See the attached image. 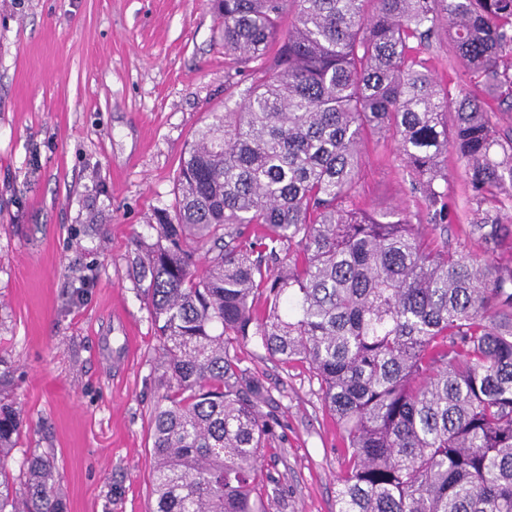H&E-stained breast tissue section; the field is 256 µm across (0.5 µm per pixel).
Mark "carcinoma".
Here are the masks:
<instances>
[{"instance_id":"carcinoma-1","label":"carcinoma","mask_w":512,"mask_h":512,"mask_svg":"<svg viewBox=\"0 0 512 512\" xmlns=\"http://www.w3.org/2000/svg\"><path fill=\"white\" fill-rule=\"evenodd\" d=\"M216 8L227 73L244 78L184 153L142 275L166 390L153 512H268L274 420L231 356L249 342L315 374L347 444L336 512H512V268L448 245L446 164L451 150L469 172L468 238L512 252V0ZM441 34L472 85L453 98L419 56ZM387 136L416 212L356 202L366 148ZM22 427L0 401V512H63L46 459L13 489Z\"/></svg>"}]
</instances>
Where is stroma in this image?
Instances as JSON below:
<instances>
[{"label":"stroma","instance_id":"obj_1","mask_svg":"<svg viewBox=\"0 0 512 512\" xmlns=\"http://www.w3.org/2000/svg\"><path fill=\"white\" fill-rule=\"evenodd\" d=\"M226 86L214 0H0V396L25 420L8 470L20 490L25 461L51 458L66 512H152L149 221ZM362 169L361 206L411 204L393 139ZM448 171V242L483 255L456 156ZM236 355L271 397L269 512H336L345 444L313 372L254 343Z\"/></svg>","mask_w":512,"mask_h":512}]
</instances>
